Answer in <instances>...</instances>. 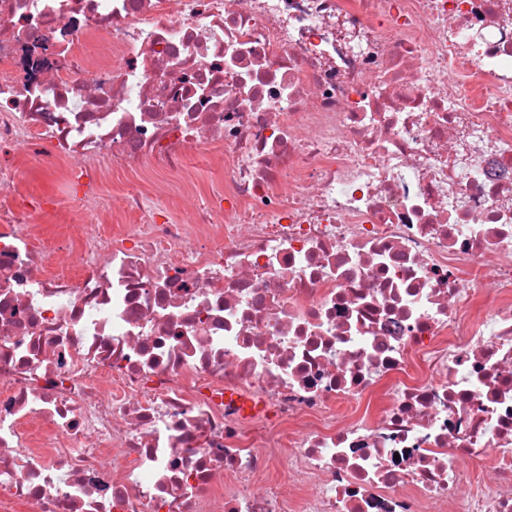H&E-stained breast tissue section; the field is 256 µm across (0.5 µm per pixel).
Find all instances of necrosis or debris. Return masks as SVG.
<instances>
[{"instance_id": "obj_1", "label": "necrosis or debris", "mask_w": 512, "mask_h": 512, "mask_svg": "<svg viewBox=\"0 0 512 512\" xmlns=\"http://www.w3.org/2000/svg\"><path fill=\"white\" fill-rule=\"evenodd\" d=\"M295 507L512 512V0H0V512ZM58 179L43 171L34 169L28 177L19 184V190L23 193L53 194L58 187Z\"/></svg>"}]
</instances>
